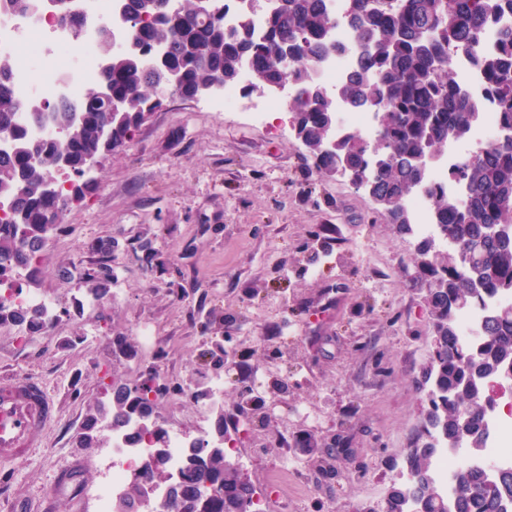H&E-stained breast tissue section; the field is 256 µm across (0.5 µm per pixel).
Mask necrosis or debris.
I'll return each mask as SVG.
<instances>
[{
	"label": "necrosis or debris",
	"instance_id": "1",
	"mask_svg": "<svg viewBox=\"0 0 512 512\" xmlns=\"http://www.w3.org/2000/svg\"><path fill=\"white\" fill-rule=\"evenodd\" d=\"M84 23L80 33L60 24L51 0H39L36 8L17 15L0 7V57L15 60L12 88L22 109L17 122L35 140L54 137L51 123L34 124L29 109L41 101L79 100L88 83L100 69L99 43L103 31L122 39L125 26L118 0H81ZM499 125L493 104H486L481 120L465 141H449L436 165L428 173L429 186L440 189L450 199H458L461 184L449 178L448 171L464 155H473L495 144ZM494 406L486 420L487 446L480 460H473L462 449L444 450L433 461V472L443 490H450L455 474L473 464L486 470L512 467V381L493 386ZM149 445L138 450L127 447L122 432L112 434L113 458L105 468V481L96 495L97 512H111L122 492L130 464H138L149 454Z\"/></svg>",
	"mask_w": 512,
	"mask_h": 512
}]
</instances>
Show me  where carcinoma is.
Wrapping results in <instances>:
<instances>
[{
    "label": "carcinoma",
    "mask_w": 512,
    "mask_h": 512,
    "mask_svg": "<svg viewBox=\"0 0 512 512\" xmlns=\"http://www.w3.org/2000/svg\"><path fill=\"white\" fill-rule=\"evenodd\" d=\"M347 0L345 13L334 17L328 0H287L258 36L249 16L234 32L224 31L198 10L196 0H180V23L171 24L164 0H123V12L146 18L137 36L140 51L128 53L112 45L103 32V65L82 100H65L49 112L35 108L32 121H51L62 129L48 144L28 137L17 124L21 103L11 88L10 59L0 57V136L11 139L12 148L0 152V276L25 275L35 283L41 274L42 252L52 234L62 233L63 212L85 195L87 184L80 166L91 155L110 154L124 146L143 123L147 113L163 105L161 89L169 74L179 76L178 92L194 97L200 86L216 77L224 84L239 80L241 63L254 65L247 93L268 84L302 78L330 50L325 39L331 18L353 30L356 48L351 72L330 94L313 80L300 83L292 110L299 116L300 133L317 169L326 173L343 167L353 186L362 181L372 189L378 213L397 225L401 234L412 232L413 219L406 202L414 189L427 185L431 163L448 139H465L479 119L483 101H493L502 139L486 151L456 164L451 175L463 184L464 200L430 190L433 221L448 238L450 249L424 261L430 241H419L412 258L417 279L427 285L426 301L433 317L431 353L416 379L424 392L420 425L403 457V468L414 485L391 483L383 512H512V469L488 475L478 468L461 471L451 497L443 495L432 469L442 447L467 444L471 457L482 454L483 431L490 398V383L508 376L512 363V307L488 311L478 343L460 347L456 315L495 292L512 291V27L499 31L497 50L476 51L482 31L506 12L512 0ZM167 49V68L150 64L156 43ZM291 62L279 63L282 48ZM472 56L483 77V95L461 87L451 72L452 55ZM112 86V97L123 107L112 109L103 101L98 86ZM352 108H367L380 117L377 137L387 144L390 157L371 162L373 142L351 133L336 144V153L323 152L322 139L336 101ZM63 160L73 175L70 187L51 186L50 165ZM102 254L96 266L83 273L92 303L112 298L116 275L112 267V240L96 243ZM57 315L0 303V327L40 335ZM142 378L104 384L108 400H96L76 433L78 448H102L112 431L131 423H144L152 411L148 400L132 395L131 387ZM168 461L150 470L151 482L167 487L166 497L176 512H260L250 479L224 468V455L185 451L180 483L169 487ZM221 483L224 495L201 503L195 491ZM138 483L127 480L113 512H140Z\"/></svg>",
    "instance_id": "carcinoma-1"
}]
</instances>
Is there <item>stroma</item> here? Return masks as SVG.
Returning <instances> with one entry per match:
<instances>
[{
  "mask_svg": "<svg viewBox=\"0 0 512 512\" xmlns=\"http://www.w3.org/2000/svg\"><path fill=\"white\" fill-rule=\"evenodd\" d=\"M291 121L283 108L260 126L169 91L88 174L34 286L61 318L26 341L0 327V375L40 379L57 406L46 447L0 464V512H96L109 451L74 437L103 376L125 379L134 366L113 357V337L135 344L139 327L153 326L154 366L183 378L209 345L200 321L210 310L223 315L233 352L225 411L253 386L272 415L235 434L229 451L257 492L292 512L381 508L421 418L415 379L431 350L433 319L410 261L418 239L373 220L367 194L317 171ZM145 236L155 240L150 262L138 248ZM102 238L114 245L116 292L89 305L83 280L64 273L96 264ZM176 266L180 289L167 274ZM276 375L287 400L272 392ZM291 464L295 475L281 477ZM68 468L79 481H61Z\"/></svg>",
  "mask_w": 512,
  "mask_h": 512,
  "instance_id": "obj_1",
  "label": "stroma"
}]
</instances>
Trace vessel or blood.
Here are the masks:
<instances>
[{
	"label": "vessel or blood",
	"mask_w": 512,
	"mask_h": 512,
	"mask_svg": "<svg viewBox=\"0 0 512 512\" xmlns=\"http://www.w3.org/2000/svg\"><path fill=\"white\" fill-rule=\"evenodd\" d=\"M56 404L33 378H0V462L17 463L44 447Z\"/></svg>",
	"instance_id": "b4317fda"
}]
</instances>
